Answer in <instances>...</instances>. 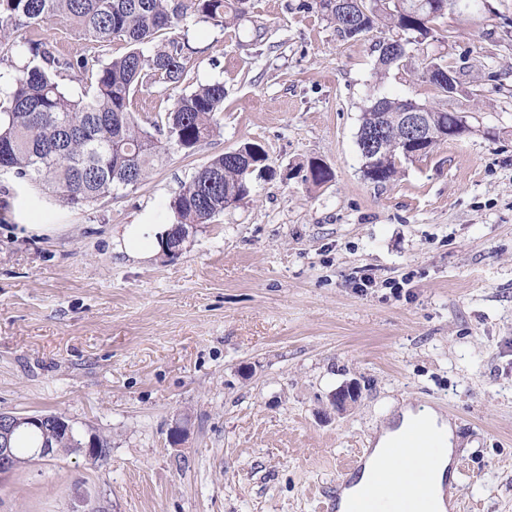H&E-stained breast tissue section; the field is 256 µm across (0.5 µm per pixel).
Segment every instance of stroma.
<instances>
[{
  "label": "stroma",
  "mask_w": 512,
  "mask_h": 512,
  "mask_svg": "<svg viewBox=\"0 0 512 512\" xmlns=\"http://www.w3.org/2000/svg\"><path fill=\"white\" fill-rule=\"evenodd\" d=\"M299 0H247L257 30L187 20L185 85L224 83L220 136L137 187L70 208L0 172V412L64 413L108 436L97 465L35 459L0 512H323L340 470L403 405L456 424L457 512H512V0L439 18L466 135L364 178L376 98L436 99L373 68L379 31L342 39ZM252 142L276 174L181 254L128 256L129 224L213 156ZM321 160L331 179L302 181ZM403 282L402 291L390 284ZM357 382L339 412L331 397Z\"/></svg>",
  "instance_id": "35a3bbf8"
}]
</instances>
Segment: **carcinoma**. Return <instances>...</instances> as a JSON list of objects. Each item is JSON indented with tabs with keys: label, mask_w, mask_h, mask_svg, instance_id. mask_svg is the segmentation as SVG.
Masks as SVG:
<instances>
[{
	"label": "carcinoma",
	"mask_w": 512,
	"mask_h": 512,
	"mask_svg": "<svg viewBox=\"0 0 512 512\" xmlns=\"http://www.w3.org/2000/svg\"><path fill=\"white\" fill-rule=\"evenodd\" d=\"M244 0H0V52L15 53L11 71L0 85V171L26 183H39L70 207L89 206L112 192L140 184L156 162L173 151L190 153L221 129L224 83L215 81L192 89L182 87L187 64L195 54L189 39L153 44L163 29L188 17L224 27L244 20ZM312 7L336 25L345 40L373 29L385 34L375 44V75L384 79L420 58L417 74L433 66L448 67L443 56L426 53L436 40L435 21L448 13V0H352L350 12L336 10V0H313ZM51 20L56 30L85 45L81 53H64L40 34ZM25 30L23 41L11 36ZM116 39L128 50L110 55ZM87 85L75 96L63 81ZM160 84L175 91L170 104L153 128L142 125L133 110V98L143 87ZM410 108L428 112L444 127L448 110L435 104L384 96L363 112L357 135L364 152L365 133L378 130L386 153L374 163L363 160L366 179L383 184L398 173L407 138L400 123ZM266 153L254 143H244L237 153L212 158L182 185L169 208L174 220L165 238L169 249L185 246L186 236L209 224L224 208L251 193L256 175L271 172ZM253 170H248V167ZM330 172L316 161L306 168L303 181L316 186ZM95 439L100 447L111 441L100 434L86 435L76 427H54L52 447L71 453Z\"/></svg>",
	"instance_id": "obj_1"
}]
</instances>
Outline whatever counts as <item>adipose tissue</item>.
<instances>
[{
  "label": "adipose tissue",
  "mask_w": 512,
  "mask_h": 512,
  "mask_svg": "<svg viewBox=\"0 0 512 512\" xmlns=\"http://www.w3.org/2000/svg\"><path fill=\"white\" fill-rule=\"evenodd\" d=\"M421 425L427 428L433 443L429 450L431 462L417 475L408 477L397 488L395 496L377 498L375 477L378 471L390 464L388 455L409 427ZM456 446L455 427L443 415L431 408L421 410L403 406L391 425L376 437L373 451L351 486L343 491L338 501V512H357L360 504L368 499H376L380 512H397V499L407 495L415 496L418 487H425L424 498H416L414 512H446L442 498L445 477L450 472Z\"/></svg>",
  "instance_id": "ef3b65f1"
}]
</instances>
